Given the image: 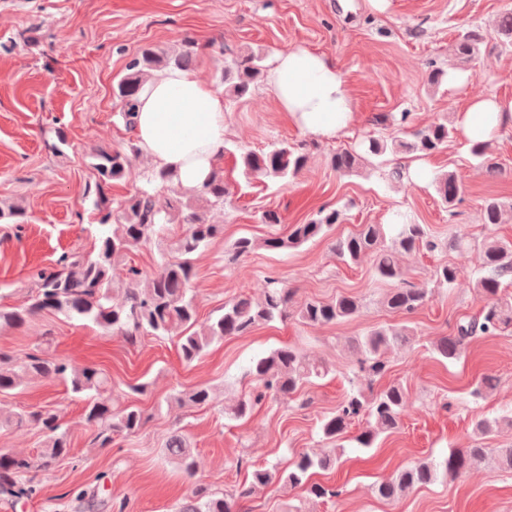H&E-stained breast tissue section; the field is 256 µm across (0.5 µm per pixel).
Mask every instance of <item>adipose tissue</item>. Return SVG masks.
Listing matches in <instances>:
<instances>
[{
	"label": "adipose tissue",
	"instance_id": "adipose-tissue-1",
	"mask_svg": "<svg viewBox=\"0 0 512 512\" xmlns=\"http://www.w3.org/2000/svg\"><path fill=\"white\" fill-rule=\"evenodd\" d=\"M267 83L291 124L317 139H332L354 117L344 77L334 62L305 47L274 52ZM224 92L196 71L167 68L150 74L134 117L136 143L152 165L176 175L187 190L200 188L224 160ZM512 125V101L469 102L457 114L464 139L488 141Z\"/></svg>",
	"mask_w": 512,
	"mask_h": 512
}]
</instances>
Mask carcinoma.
<instances>
[{
    "label": "carcinoma",
    "mask_w": 512,
    "mask_h": 512,
    "mask_svg": "<svg viewBox=\"0 0 512 512\" xmlns=\"http://www.w3.org/2000/svg\"><path fill=\"white\" fill-rule=\"evenodd\" d=\"M501 46L512 49V11L503 12L498 19ZM482 37L469 31L457 39L452 51L455 58L470 61L480 54ZM198 43L185 36L174 52L160 51L152 46L141 49L128 61L126 74L119 80L115 96L121 105V118L132 129V115L147 71L153 68H190L196 61ZM264 56L254 51L240 53L224 62V99L236 102L249 96L257 81L264 76ZM451 130L446 122H436L409 133L406 140L383 139L367 134L360 152L354 147L339 148L330 156L334 170L341 175L358 172L366 163L381 168L384 157L397 153L427 155L448 143ZM472 155L482 159L491 174L501 173L500 164L487 154V144H470ZM139 154L134 141L127 148H95L94 184L88 193L94 195L96 222L95 255L75 253L61 256L56 265L36 270L37 291L26 304L0 309V330L15 329L44 312L66 317H80L99 329L123 338L134 345L144 334L159 338L174 337L180 359L191 364L200 360L209 347L229 336H244L253 328L288 317L293 292L270 278L265 282L262 298L255 301L242 292L224 303L223 313L205 324H198V311L190 284L196 276L194 255L224 234V225L206 221L199 209L204 205L224 204L229 189L224 180V168L217 167L202 188L182 189L175 174L154 167L143 172L144 184L135 194L118 202L112 201L106 187L125 177L128 156ZM307 162L304 147L286 142L267 150H245L241 153L242 174L247 180L284 179L298 176ZM443 205L455 206L460 201L461 185L452 172L433 178ZM161 189L175 194L168 209L156 206L155 196ZM484 223L505 224L512 220V206L496 197L481 202ZM181 215L182 233L172 241H159L161 260L150 274H143L128 263L129 255L148 244L157 235V226L171 223V214ZM343 222L338 209H320L316 217L305 224H291L283 234L256 239L237 238L225 249L224 259L236 262L258 247L271 251L295 250L305 243L328 235ZM434 252L439 240L425 224H414L397 213L393 224H362L357 231L336 239L333 251L343 262L356 264L362 258H373L376 280L390 285L381 303L392 312L412 315L424 307L435 288L452 286L457 270L452 265L435 269L431 283L416 285L404 278L397 254L418 248ZM483 268L486 274L475 282L483 305L478 313L462 319L453 334L430 343V350L440 361H458L467 342L495 336L512 326V301L501 296V288L512 280V240L486 238L481 243ZM360 298L340 294L330 300L310 299L297 311L301 322L308 325H327L352 321L362 314ZM418 342L415 330L406 323L372 327L364 335L349 341L357 354L358 372L349 380L350 389L336 410L320 424L323 439L330 450L320 455L303 451L296 455L285 470L276 466L260 467L253 471V484L264 486L274 480L299 487L312 502L339 496V491L309 482V472L315 468L329 469L343 455V439L347 429L359 420L365 421L354 440L361 448L372 447L379 438L398 430L409 407L407 390L401 384H391L368 397L363 385L382 375L387 368L386 354L394 347ZM326 364L313 360L293 345H282L257 359L250 366L255 387L251 392L224 406V414L232 419L246 417L266 399H285L302 386L327 376ZM33 379H59L70 385L71 392L84 402V417L97 430L100 446L112 444L116 435H133L145 424L142 410L129 404L120 410L112 409V379L95 366L73 368L68 360L45 357L41 348L17 357L0 352V395L23 388ZM212 399L210 386L199 384L173 394L169 403L207 405ZM512 424V418H485L476 422L473 443L469 448L452 450L440 463L419 460L395 473L376 487L377 495L396 501L409 489L433 483L439 477L457 478L485 459L488 449L483 439L502 423ZM34 424L47 436L45 450L39 460L11 454H0V497L14 501L39 495L40 483L34 472L50 468L70 453L67 431L63 430L60 415L51 409H0V428H22ZM166 453L187 477L194 475V455L187 438L175 431L166 443ZM250 491L229 492L215 497L195 490L178 512H241V502Z\"/></svg>",
    "instance_id": "cac0c4a2"
}]
</instances>
